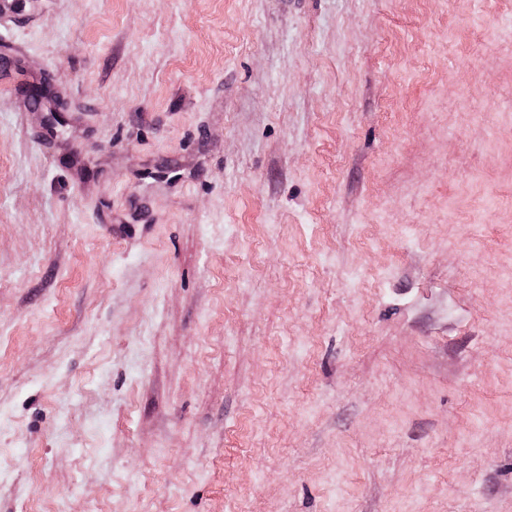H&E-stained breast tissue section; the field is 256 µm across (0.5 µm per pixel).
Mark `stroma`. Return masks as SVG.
Instances as JSON below:
<instances>
[{
    "label": "stroma",
    "instance_id": "obj_1",
    "mask_svg": "<svg viewBox=\"0 0 512 512\" xmlns=\"http://www.w3.org/2000/svg\"><path fill=\"white\" fill-rule=\"evenodd\" d=\"M22 8L0 512H512V0Z\"/></svg>",
    "mask_w": 512,
    "mask_h": 512
}]
</instances>
